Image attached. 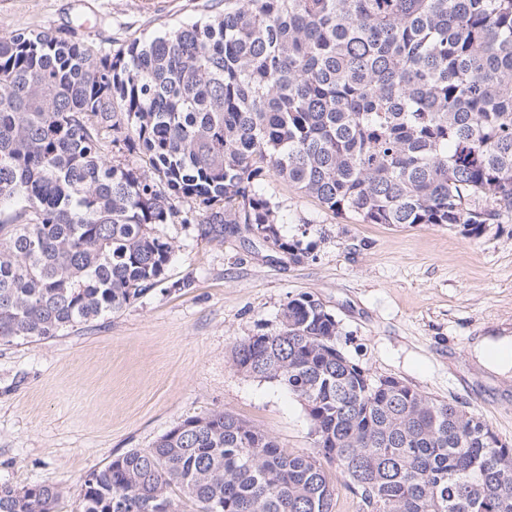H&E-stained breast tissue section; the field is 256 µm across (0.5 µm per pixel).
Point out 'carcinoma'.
<instances>
[{
  "label": "carcinoma",
  "instance_id": "obj_1",
  "mask_svg": "<svg viewBox=\"0 0 512 512\" xmlns=\"http://www.w3.org/2000/svg\"><path fill=\"white\" fill-rule=\"evenodd\" d=\"M270 172L368 224L480 236L512 210V0H224L103 55L45 31L0 38V342L58 336L161 282L174 246L155 224H243L300 259ZM337 336L302 295L232 351L299 399L314 454L213 410L87 475L78 512H331L322 458L365 512H512V449L490 425L365 380ZM60 497L0 484V512Z\"/></svg>",
  "mask_w": 512,
  "mask_h": 512
}]
</instances>
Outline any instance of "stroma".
Listing matches in <instances>:
<instances>
[{"instance_id":"stroma-1","label":"stroma","mask_w":512,"mask_h":512,"mask_svg":"<svg viewBox=\"0 0 512 512\" xmlns=\"http://www.w3.org/2000/svg\"><path fill=\"white\" fill-rule=\"evenodd\" d=\"M224 0H0V38L49 31L94 51L210 19ZM288 253L245 228L159 224L175 248L163 281L120 312L48 339L0 343V484L62 487L183 420L229 412L280 447L314 453L300 401L232 363L233 346L278 329L312 295L346 356L375 378L464 403L512 446V378L480 365L482 338L512 336V212L477 237L445 224H368L267 176Z\"/></svg>"}]
</instances>
